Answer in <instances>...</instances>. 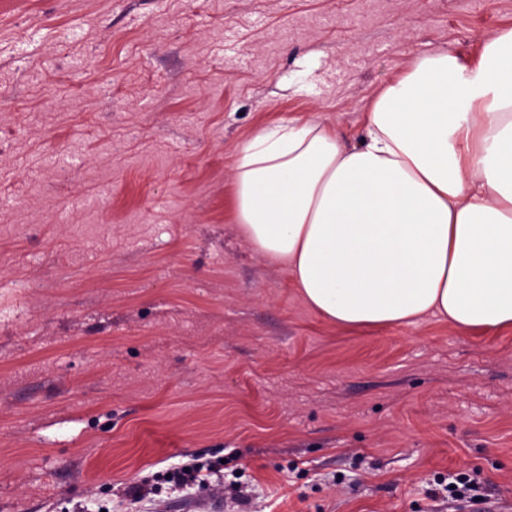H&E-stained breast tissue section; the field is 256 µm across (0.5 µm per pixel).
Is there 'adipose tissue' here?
<instances>
[{
	"label": "adipose tissue",
	"mask_w": 512,
	"mask_h": 512,
	"mask_svg": "<svg viewBox=\"0 0 512 512\" xmlns=\"http://www.w3.org/2000/svg\"><path fill=\"white\" fill-rule=\"evenodd\" d=\"M234 183L240 231L330 324L512 327V27L475 65L421 58L356 145L316 122L261 131Z\"/></svg>",
	"instance_id": "obj_1"
}]
</instances>
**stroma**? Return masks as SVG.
Masks as SVG:
<instances>
[{
	"mask_svg": "<svg viewBox=\"0 0 512 512\" xmlns=\"http://www.w3.org/2000/svg\"><path fill=\"white\" fill-rule=\"evenodd\" d=\"M510 26L512 0H0V512H448L472 471L512 499V328L331 325L232 183L260 130L354 143L415 61ZM191 459L220 471L156 480Z\"/></svg>",
	"mask_w": 512,
	"mask_h": 512,
	"instance_id": "obj_1",
	"label": "stroma"
}]
</instances>
